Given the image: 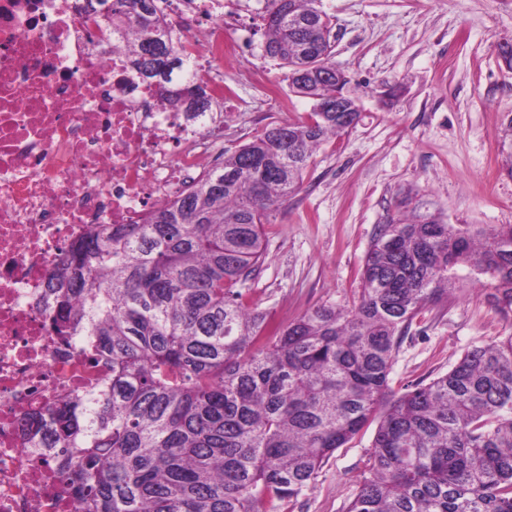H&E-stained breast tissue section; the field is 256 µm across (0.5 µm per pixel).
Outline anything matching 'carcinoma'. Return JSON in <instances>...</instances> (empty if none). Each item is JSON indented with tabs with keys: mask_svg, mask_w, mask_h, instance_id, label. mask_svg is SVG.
Masks as SVG:
<instances>
[{
	"mask_svg": "<svg viewBox=\"0 0 512 512\" xmlns=\"http://www.w3.org/2000/svg\"><path fill=\"white\" fill-rule=\"evenodd\" d=\"M136 18L134 65L163 101L213 111L154 0ZM264 53L314 109L265 130L141 224H95L52 271L48 316L91 341L104 385L28 425L58 449L74 512H276L334 452L378 421L367 476L346 512H512V332L430 382L389 387L396 350L458 270L489 282L512 319V224L422 214L378 226L357 301L281 327L247 301L265 225L317 147L348 131L336 111L333 17L320 0H266Z\"/></svg>",
	"mask_w": 512,
	"mask_h": 512,
	"instance_id": "obj_1",
	"label": "carcinoma"
}]
</instances>
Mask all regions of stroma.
I'll list each match as a JSON object with an SVG mask.
<instances>
[{
    "instance_id": "obj_1",
    "label": "stroma",
    "mask_w": 512,
    "mask_h": 512,
    "mask_svg": "<svg viewBox=\"0 0 512 512\" xmlns=\"http://www.w3.org/2000/svg\"><path fill=\"white\" fill-rule=\"evenodd\" d=\"M336 23L333 60L361 116L322 145L301 189L268 227L267 256L248 283L277 325L320 304L350 306L378 225L418 202L449 224H512V177L502 149L512 115V71L496 45L512 41V0H321ZM265 0H224L249 67L224 64V146L310 111L285 69L268 59ZM395 96H387L389 87ZM477 284L430 305L413 322L390 374L394 392L448 370L473 347L512 333ZM365 428L279 512H345L366 471Z\"/></svg>"
}]
</instances>
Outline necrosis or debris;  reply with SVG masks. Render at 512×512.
I'll return each mask as SVG.
<instances>
[{"label":"necrosis or debris","mask_w":512,"mask_h":512,"mask_svg":"<svg viewBox=\"0 0 512 512\" xmlns=\"http://www.w3.org/2000/svg\"><path fill=\"white\" fill-rule=\"evenodd\" d=\"M197 80L223 103L236 42L224 0H158ZM127 31L86 0H0V512H74L56 451L25 422L93 393L76 337L47 326L51 272L95 224H138L220 158L224 115L166 109Z\"/></svg>","instance_id":"1"}]
</instances>
